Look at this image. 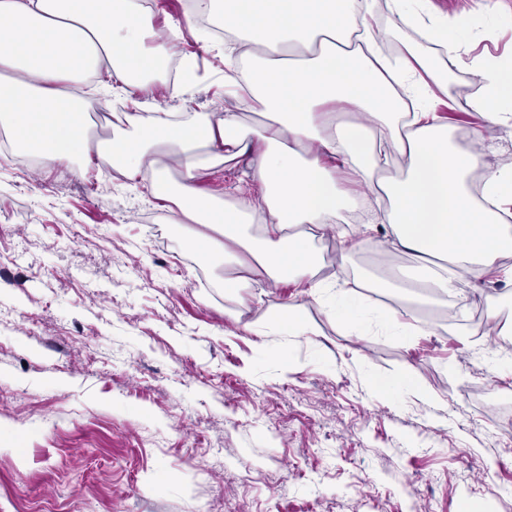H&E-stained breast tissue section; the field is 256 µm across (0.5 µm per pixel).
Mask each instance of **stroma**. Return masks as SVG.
Instances as JSON below:
<instances>
[{"label":"stroma","mask_w":512,"mask_h":512,"mask_svg":"<svg viewBox=\"0 0 512 512\" xmlns=\"http://www.w3.org/2000/svg\"><path fill=\"white\" fill-rule=\"evenodd\" d=\"M424 16L461 19L468 56L512 55V0H426ZM369 22L386 52L430 43L393 26L386 0ZM231 45L182 31L176 59L194 90L166 83L143 112H239L224 91ZM81 91L105 128L129 101ZM480 87L454 71L422 90L489 170L512 169V125L466 111ZM372 208L319 241V276L369 309L411 322L405 341L338 323L300 302L314 335L235 334L264 305L226 297L165 201L94 159L83 172L15 152L0 130V512H512V379L501 339L472 324L512 323V255L468 276L446 301L426 289L362 287L392 240ZM353 242L345 244L343 233ZM374 380L398 381L386 396ZM438 402H431V395Z\"/></svg>","instance_id":"35a3bbf8"}]
</instances>
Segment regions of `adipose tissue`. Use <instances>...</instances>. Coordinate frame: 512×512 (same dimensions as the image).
<instances>
[{"label":"adipose tissue","mask_w":512,"mask_h":512,"mask_svg":"<svg viewBox=\"0 0 512 512\" xmlns=\"http://www.w3.org/2000/svg\"><path fill=\"white\" fill-rule=\"evenodd\" d=\"M221 10L235 42L244 45L242 92L261 115L247 123L238 112H189L170 120L128 112L126 130L110 144L88 137L83 103L70 92L106 68L113 93L134 98L147 91L173 40L158 33L144 0H0V128L18 149L45 161L92 163L110 148L114 168L127 180L149 181L152 194L173 203L178 224L211 228L196 242L207 257L237 265L224 293L241 296L257 263L270 283L296 281L300 295L323 301L313 241L342 211L385 196L384 214L395 251L412 253L416 288L448 296L472 273H495L512 251L499 203L512 189V171L489 173L474 186L483 157L460 150L448 124L426 108L407 111L421 74L468 69L482 91L468 101L483 122L512 120V64L463 56L461 20L421 27L438 48L431 66L414 50L400 58L403 88L395 90L377 38L367 24L366 0H208ZM255 162L262 195L238 189L222 200L201 182L243 157ZM180 166L168 187L167 159ZM402 159L403 170L390 169ZM270 317L245 325L264 337L276 329L310 336L293 303L269 304Z\"/></svg>","instance_id":"ef3b65f1"}]
</instances>
